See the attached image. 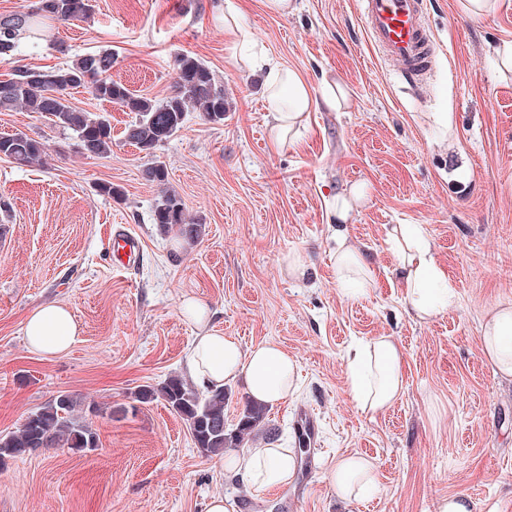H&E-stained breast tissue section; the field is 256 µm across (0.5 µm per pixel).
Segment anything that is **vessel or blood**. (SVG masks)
Wrapping results in <instances>:
<instances>
[{"mask_svg": "<svg viewBox=\"0 0 512 512\" xmlns=\"http://www.w3.org/2000/svg\"><path fill=\"white\" fill-rule=\"evenodd\" d=\"M363 21L372 45L399 74L420 82L433 51L425 22V0H361Z\"/></svg>", "mask_w": 512, "mask_h": 512, "instance_id": "1", "label": "vessel or blood"}]
</instances>
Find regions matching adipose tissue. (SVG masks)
<instances>
[{
	"instance_id": "adipose-tissue-1",
	"label": "adipose tissue",
	"mask_w": 512,
	"mask_h": 512,
	"mask_svg": "<svg viewBox=\"0 0 512 512\" xmlns=\"http://www.w3.org/2000/svg\"><path fill=\"white\" fill-rule=\"evenodd\" d=\"M224 32L247 67H257L265 73L275 144L288 143L312 110L323 105L335 107V94L315 96L299 73L274 57L250 51V36L234 14L225 15ZM362 196V188L350 187L336 195L332 207L337 223L336 281L339 287L357 294L376 286L371 264L345 230ZM388 241L398 262L403 301L408 310L421 319L442 312L452 300L454 288L436 263L428 239L416 225L396 224L388 232ZM181 308L184 315L200 325L187 360L189 375L200 385L220 389L241 378L251 399L265 405L279 403L296 393L297 365L283 349L261 343L245 351L236 339L207 329L209 307L196 296L183 297ZM23 333L31 351L51 358L68 351L80 330L66 306L51 302L39 305L27 315ZM482 342L496 370L512 376V301L499 302L491 309L483 326ZM402 360L403 352L390 336L373 338L354 352L347 363V378L349 392L360 408L378 414L399 401L404 391ZM222 468L260 495L291 481L296 472V455L292 449L275 446L233 452L225 455ZM330 482L338 497H359L375 486V466L361 457L342 458L331 470Z\"/></svg>"
}]
</instances>
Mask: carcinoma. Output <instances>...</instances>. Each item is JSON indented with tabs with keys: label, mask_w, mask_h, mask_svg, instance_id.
Returning a JSON list of instances; mask_svg holds the SVG:
<instances>
[{
	"label": "carcinoma",
	"mask_w": 512,
	"mask_h": 512,
	"mask_svg": "<svg viewBox=\"0 0 512 512\" xmlns=\"http://www.w3.org/2000/svg\"><path fill=\"white\" fill-rule=\"evenodd\" d=\"M91 0H37L28 11L0 15V63L13 59L22 43L33 48L44 39L45 20L74 21L89 18ZM112 52L105 50L81 55L62 66L49 69H19L14 77L0 80V109L20 107L34 112L53 125L76 134L79 152L89 156L112 153V122L106 113L87 112L69 102L70 91L83 88L101 101L115 104L135 114L124 128L125 140L148 155L184 126L187 112L195 111L207 124H222L229 112L224 86L201 59L183 54L176 59L174 89L161 101L131 92L112 79ZM20 165L42 161L47 147L24 132L0 135V157ZM147 181L160 188L153 209V223L159 231H172L189 242L205 235V226L187 219L182 198L167 187L166 166L156 161L144 171ZM135 401L165 404L188 425L193 443L205 456H220L226 450L244 446L255 431L265 432L271 441L274 428L267 427L268 407L246 404L236 427L229 429L224 419L227 393L224 390L200 395L177 376L156 385H145L134 393ZM99 435L86 419L85 401L60 393L30 412L20 427L0 434V466L16 458L33 455L43 448L93 451Z\"/></svg>",
	"instance_id": "1"
}]
</instances>
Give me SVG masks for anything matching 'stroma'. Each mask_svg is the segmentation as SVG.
<instances>
[{"label": "stroma", "instance_id": "obj_1", "mask_svg": "<svg viewBox=\"0 0 512 512\" xmlns=\"http://www.w3.org/2000/svg\"><path fill=\"white\" fill-rule=\"evenodd\" d=\"M285 16L263 0H94L85 21L48 22L38 51L0 63L51 68L102 48L113 80L162 100L174 60L205 61L231 110L223 124L188 113L153 155L126 143L134 118L85 89L72 106L112 116V152L81 154L72 132L18 108L0 111V133L44 143V163L0 158V433L62 392L96 403L100 438L90 452L50 448L0 470V512H437L465 495L472 512H512V377L485 356L490 308L512 300V0L473 18L461 0H426L435 54L424 87L401 80L370 43L360 0H293ZM233 11L258 47L298 71L315 93L335 89L336 110L310 112L295 143L275 147L264 75L240 66L224 35ZM444 112L438 127L433 115ZM163 162L168 186L202 240L164 235L151 220L158 195L144 170ZM109 182L121 190L98 192ZM368 188L349 226L377 285L338 288L336 191ZM394 224L420 225L456 293L438 315L410 313L387 243ZM140 242L134 263L112 260V236ZM308 258L306 280L283 272L288 253ZM208 302L212 328L243 348L280 345L297 362L296 394L269 409L277 447H295L300 407L320 418L316 467L256 496L219 457L199 454L163 401L135 404L139 386L184 376L197 332L183 296ZM73 313L80 336L53 358L29 351L22 323L43 302ZM391 336L403 349L404 393L383 414L352 399L347 359L357 342ZM376 466L377 488L342 500L329 471L347 456Z\"/></svg>", "mask_w": 512, "mask_h": 512}]
</instances>
